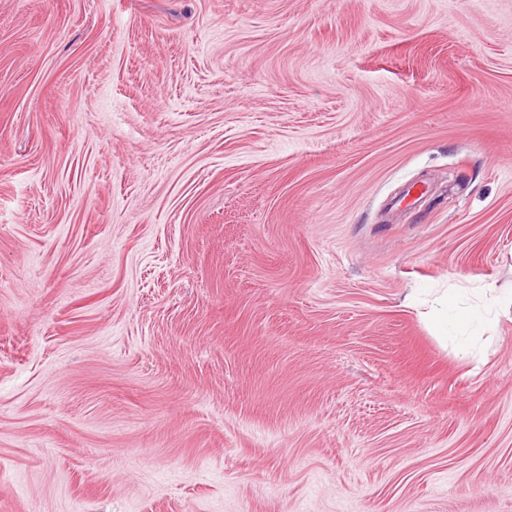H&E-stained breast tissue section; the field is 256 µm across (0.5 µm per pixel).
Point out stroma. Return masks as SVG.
I'll use <instances>...</instances> for the list:
<instances>
[{"mask_svg":"<svg viewBox=\"0 0 512 512\" xmlns=\"http://www.w3.org/2000/svg\"><path fill=\"white\" fill-rule=\"evenodd\" d=\"M512 0H0V512H512Z\"/></svg>","mask_w":512,"mask_h":512,"instance_id":"1","label":"stroma"}]
</instances>
